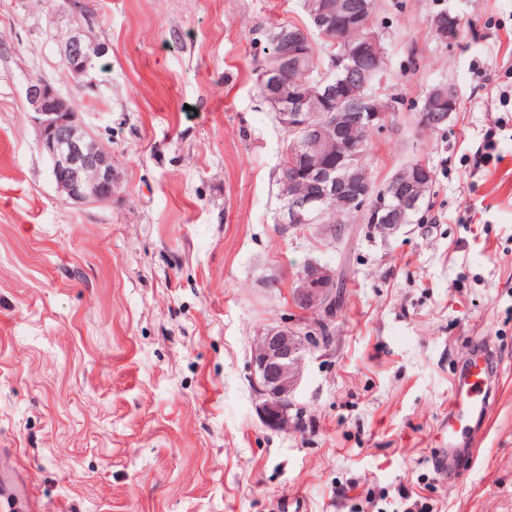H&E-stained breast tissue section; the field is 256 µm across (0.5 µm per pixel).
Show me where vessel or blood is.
<instances>
[{
    "label": "vessel or blood",
    "mask_w": 512,
    "mask_h": 512,
    "mask_svg": "<svg viewBox=\"0 0 512 512\" xmlns=\"http://www.w3.org/2000/svg\"><path fill=\"white\" fill-rule=\"evenodd\" d=\"M489 380V356L480 354L475 356L463 376L459 377L456 385V396L460 402L458 411L448 415V446L457 448L464 430V419L467 414L482 412L489 404L487 394ZM31 491L23 478L13 476L11 473L0 470V501L14 503L26 512L31 508Z\"/></svg>",
    "instance_id": "obj_1"
}]
</instances>
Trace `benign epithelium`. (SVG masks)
Segmentation results:
<instances>
[{
  "instance_id": "1",
  "label": "benign epithelium",
  "mask_w": 512,
  "mask_h": 512,
  "mask_svg": "<svg viewBox=\"0 0 512 512\" xmlns=\"http://www.w3.org/2000/svg\"><path fill=\"white\" fill-rule=\"evenodd\" d=\"M315 30L329 43L330 70L312 71L306 66L310 37L304 28H283L275 34L277 50L263 66L259 83L264 99L279 125L294 135L288 170L281 182L287 206L278 223L282 234L321 226L336 237V216L370 211L372 223L385 235L406 225L408 215L419 209L432 173L417 161L394 174L381 193L372 188L363 169L365 148L356 131L372 132L384 125L389 106L372 92L380 73L377 61L386 55L381 35L371 22V10L361 4L353 13L350 0H305ZM361 31L357 46L336 51L343 39L336 37V24ZM433 28L445 43L456 41L460 32L453 20L435 18ZM59 52L68 72L85 80L106 48L91 35L87 25L75 27L60 43ZM341 71L347 93L336 91L332 73ZM26 101L38 129L40 150L51 163V175L67 199L100 204L112 200L114 173L112 155L102 148L94 133L83 126L69 100L50 83L32 79ZM314 102L333 106L330 112H312ZM455 97L447 84L427 93L415 113L422 130L438 129L448 122ZM336 270L318 261L307 262L293 281V301L305 317L297 325L270 327L262 332L252 351L251 371L259 397L258 413L264 425L286 431L292 424L293 393L303 374L305 343L310 328L326 330L325 319L336 310Z\"/></svg>"
}]
</instances>
